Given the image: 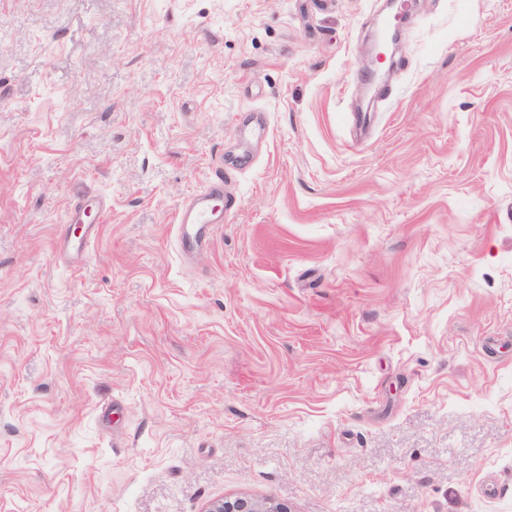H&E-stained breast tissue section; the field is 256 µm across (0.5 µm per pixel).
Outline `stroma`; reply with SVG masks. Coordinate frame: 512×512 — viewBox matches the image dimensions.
<instances>
[{
    "label": "stroma",
    "instance_id": "1",
    "mask_svg": "<svg viewBox=\"0 0 512 512\" xmlns=\"http://www.w3.org/2000/svg\"><path fill=\"white\" fill-rule=\"evenodd\" d=\"M418 2L365 112L384 0H0V512H512V0ZM219 187H224L223 169L215 172L205 192L193 195L190 201L181 207L177 224H179V244L183 252H192L190 249H201L208 245L211 224H215V218L222 215L224 211V207L218 203L224 198L214 195ZM185 224H192L190 230ZM205 512H288V505L273 499L240 494L210 502Z\"/></svg>",
    "mask_w": 512,
    "mask_h": 512
}]
</instances>
